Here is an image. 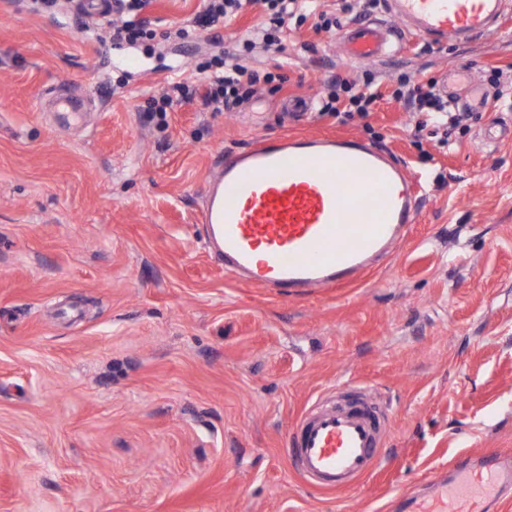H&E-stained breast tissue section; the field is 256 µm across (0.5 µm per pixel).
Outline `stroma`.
<instances>
[{"mask_svg": "<svg viewBox=\"0 0 512 512\" xmlns=\"http://www.w3.org/2000/svg\"><path fill=\"white\" fill-rule=\"evenodd\" d=\"M201 0H153L154 37L128 45L74 9L0 11V512H391L454 457L512 448V139L483 122L449 146L381 101L369 120L293 118L333 73L512 79V19L442 52L409 41L349 62L337 37L289 26L282 91L231 112L179 101L145 113L169 68L237 48L214 42ZM187 30L186 38L173 34ZM90 95L82 125L45 94ZM350 134L427 177L412 242L364 283L292 298L233 280L198 220L219 155L260 134ZM389 411L383 461L343 491L309 487L285 436L339 384Z\"/></svg>", "mask_w": 512, "mask_h": 512, "instance_id": "35a3bbf8", "label": "stroma"}]
</instances>
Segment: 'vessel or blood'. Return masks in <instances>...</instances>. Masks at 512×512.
Returning <instances> with one entry per match:
<instances>
[{"label": "vessel or blood", "mask_w": 512, "mask_h": 512, "mask_svg": "<svg viewBox=\"0 0 512 512\" xmlns=\"http://www.w3.org/2000/svg\"><path fill=\"white\" fill-rule=\"evenodd\" d=\"M383 18L344 28L348 60L399 53L411 39L438 47L499 32L512 0H382ZM464 87L478 110L485 88L444 74L442 90ZM426 184L389 151L349 135L256 137L225 152L201 208L210 245L234 278L301 297L363 280L404 244L420 221ZM387 410L370 388L336 386L292 428L288 458L322 490L354 487L380 463ZM512 501V449L463 455L396 512H502Z\"/></svg>", "instance_id": "vessel-or-blood-1"}]
</instances>
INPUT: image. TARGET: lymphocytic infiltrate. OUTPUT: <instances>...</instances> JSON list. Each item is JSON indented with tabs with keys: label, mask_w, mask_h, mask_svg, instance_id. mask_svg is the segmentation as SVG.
Segmentation results:
<instances>
[{
	"label": "lymphocytic infiltrate",
	"mask_w": 512,
	"mask_h": 512,
	"mask_svg": "<svg viewBox=\"0 0 512 512\" xmlns=\"http://www.w3.org/2000/svg\"><path fill=\"white\" fill-rule=\"evenodd\" d=\"M151 0H114V13L119 22L111 24L112 37L130 43H138L152 37L143 13ZM247 11L260 15L261 22L239 39L241 50L225 53L199 67L197 84L169 83L158 94L150 97L148 109L159 116H166L180 99L199 96L204 107L215 112H231L248 101L265 85L282 87L281 73L259 71L242 64V52L257 47H281L282 36L288 24H310L317 32L341 29L344 20L354 12L351 0H203L196 21L205 29L226 26ZM394 101L418 116L415 130L423 132L427 127L441 130V143H449L454 136L466 135L473 122L479 120L476 112L459 111L454 102L442 96L436 89L435 80L413 81L400 75L391 92ZM383 98L374 78L355 81L336 74L326 78L314 107L318 116L330 115L344 123L353 118L370 117L374 107Z\"/></svg>",
	"instance_id": "f902f5d3"
}]
</instances>
